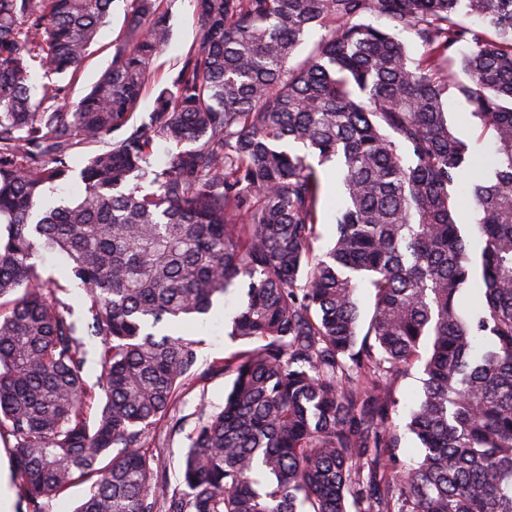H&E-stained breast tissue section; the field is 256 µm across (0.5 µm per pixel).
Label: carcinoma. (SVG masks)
<instances>
[{
    "mask_svg": "<svg viewBox=\"0 0 512 512\" xmlns=\"http://www.w3.org/2000/svg\"><path fill=\"white\" fill-rule=\"evenodd\" d=\"M163 2L126 0L132 41L72 104L113 0H0V441L17 512L90 479L75 512H512V0H195L201 37L159 86ZM450 95L489 152L456 135ZM332 161L344 206L319 253ZM75 175L77 200L46 196ZM43 252L70 260L84 315L47 287ZM241 276L228 336L243 348L210 368L232 387L173 487L146 434L206 378L180 330ZM417 363L405 468L392 392Z\"/></svg>",
    "mask_w": 512,
    "mask_h": 512,
    "instance_id": "carcinoma-1",
    "label": "carcinoma"
}]
</instances>
